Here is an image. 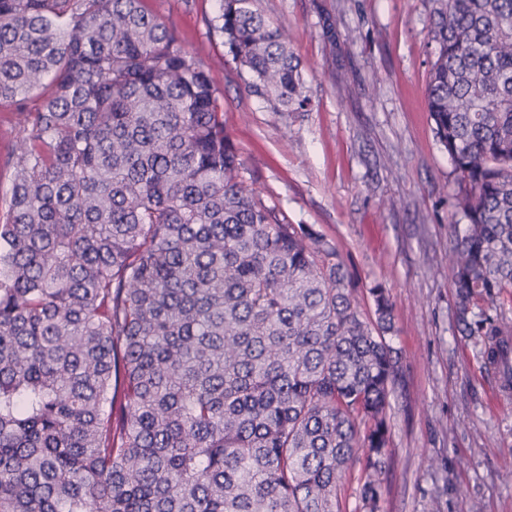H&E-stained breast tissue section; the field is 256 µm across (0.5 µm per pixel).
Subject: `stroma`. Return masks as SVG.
I'll return each mask as SVG.
<instances>
[{
	"mask_svg": "<svg viewBox=\"0 0 512 512\" xmlns=\"http://www.w3.org/2000/svg\"><path fill=\"white\" fill-rule=\"evenodd\" d=\"M302 63L310 106L247 89L213 19L217 0H143L210 63L242 178L333 242L358 288L385 285L403 383L388 413L380 512H512V392L479 337L460 336L447 255L459 186L426 112L437 0H257Z\"/></svg>",
	"mask_w": 512,
	"mask_h": 512,
	"instance_id": "35a3bbf8",
	"label": "stroma"
}]
</instances>
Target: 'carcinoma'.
<instances>
[{
  "label": "carcinoma",
  "instance_id": "cac0c4a2",
  "mask_svg": "<svg viewBox=\"0 0 512 512\" xmlns=\"http://www.w3.org/2000/svg\"><path fill=\"white\" fill-rule=\"evenodd\" d=\"M214 29L250 91L309 98L255 0ZM427 108L462 190L457 330L512 389V0H440ZM46 77L53 91L31 111ZM0 512H378L400 358L336 246L240 180L210 66L141 0H0ZM17 121L13 105H0V198L9 195L12 184L13 168L7 161L10 144L19 130Z\"/></svg>",
  "mask_w": 512,
  "mask_h": 512
}]
</instances>
